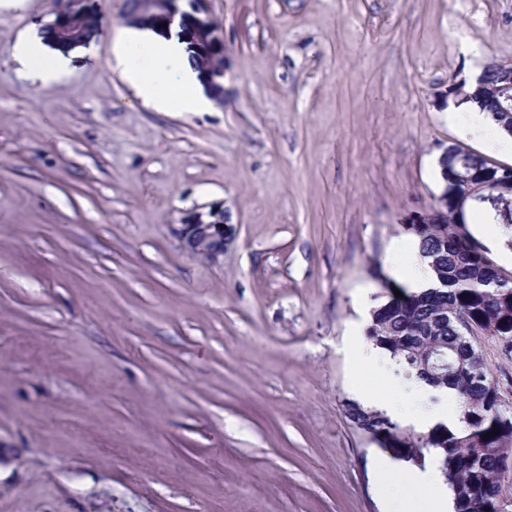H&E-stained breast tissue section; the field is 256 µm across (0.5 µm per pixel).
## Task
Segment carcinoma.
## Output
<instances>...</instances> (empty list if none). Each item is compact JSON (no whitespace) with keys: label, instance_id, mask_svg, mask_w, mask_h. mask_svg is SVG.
<instances>
[{"label":"carcinoma","instance_id":"cac0c4a2","mask_svg":"<svg viewBox=\"0 0 512 512\" xmlns=\"http://www.w3.org/2000/svg\"><path fill=\"white\" fill-rule=\"evenodd\" d=\"M512 101L499 96L485 99L482 107L505 133L512 130V114L495 110V104ZM487 162L457 149L439 157V174L465 165ZM489 166V165H487ZM490 178L500 181L505 166H489ZM469 211L483 213L501 229V245L512 250V194L491 192L471 203ZM420 256L428 262L432 285L422 291L384 286L383 302L371 311L366 338L398 359L403 379L434 390L448 389L459 425L439 423L426 433L403 427L389 417L358 403L347 413L365 434L391 439L399 446L424 454L434 453L452 494L453 512H492L500 494L502 472L499 448L512 444V414L498 411L500 390L491 379L483 358L462 335L459 320H468L497 338L512 336V278L491 258L489 247L474 234L467 221L456 222L453 212L429 217L412 225ZM443 352L451 367L432 371L424 366L429 353ZM490 432L492 436L485 437Z\"/></svg>","mask_w":512,"mask_h":512}]
</instances>
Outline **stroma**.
I'll return each mask as SVG.
<instances>
[{"mask_svg": "<svg viewBox=\"0 0 512 512\" xmlns=\"http://www.w3.org/2000/svg\"><path fill=\"white\" fill-rule=\"evenodd\" d=\"M0 12V512H388L346 414L348 348L432 215L448 88L512 63V0H210L224 101L146 107L113 66L125 0ZM40 43L65 67L23 69ZM224 205L220 263L174 227ZM512 405V355L476 333ZM54 20L48 24L46 33L49 38L60 45L82 43L96 28L89 26L91 17L79 7L77 0H53ZM49 58L45 52L34 43L25 44L18 55L19 63L27 68L36 69L40 79L46 85L57 78V70L53 59L48 64L41 63Z\"/></svg>", "mask_w": 512, "mask_h": 512, "instance_id": "stroma-1", "label": "stroma"}]
</instances>
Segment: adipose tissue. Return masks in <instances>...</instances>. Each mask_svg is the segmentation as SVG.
Segmentation results:
<instances>
[{"mask_svg":"<svg viewBox=\"0 0 512 512\" xmlns=\"http://www.w3.org/2000/svg\"><path fill=\"white\" fill-rule=\"evenodd\" d=\"M114 55L117 68L145 106L169 107V100L157 90L162 82L173 84L181 111L195 112L205 106L199 73L180 40L146 30L122 28L116 34ZM355 360L366 369L377 366L388 378L385 388L368 397V404L382 411L393 408L397 361L364 339L357 344ZM418 491L424 494L426 512H449L451 496L434 466L409 472L406 492L411 495Z\"/></svg>","mask_w":512,"mask_h":512,"instance_id":"adipose-tissue-1","label":"adipose tissue"}]
</instances>
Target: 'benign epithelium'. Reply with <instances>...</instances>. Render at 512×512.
Segmentation results:
<instances>
[{
  "instance_id": "benign-epithelium-1",
  "label": "benign epithelium",
  "mask_w": 512,
  "mask_h": 512,
  "mask_svg": "<svg viewBox=\"0 0 512 512\" xmlns=\"http://www.w3.org/2000/svg\"><path fill=\"white\" fill-rule=\"evenodd\" d=\"M180 0H137V6L125 13V19L134 26L158 29L167 24L165 30L178 26L182 35L197 45H205L213 50L224 49V39L220 26L209 13L210 0H186L189 10L179 6ZM54 20L48 24L46 33L60 45L82 43L93 30L88 25L89 15L79 7V0H53ZM202 80L206 88L214 93V98L224 100V87L220 79L224 71L214 72L206 61H201ZM466 185L484 188L491 184L488 175L481 168L468 167L462 176ZM182 246L192 255L207 262L217 264L224 258V251L234 240V225L228 222L224 207L212 205L206 211H193L186 215L183 224L177 229Z\"/></svg>"
}]
</instances>
